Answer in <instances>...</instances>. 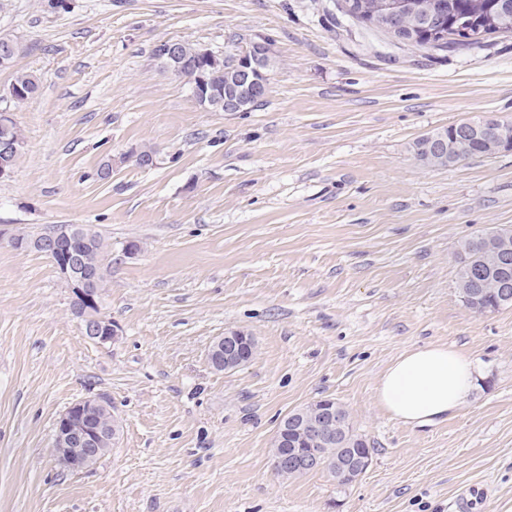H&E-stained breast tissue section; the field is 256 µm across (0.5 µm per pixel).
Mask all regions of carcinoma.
Returning <instances> with one entry per match:
<instances>
[{
	"label": "carcinoma",
	"mask_w": 512,
	"mask_h": 512,
	"mask_svg": "<svg viewBox=\"0 0 512 512\" xmlns=\"http://www.w3.org/2000/svg\"><path fill=\"white\" fill-rule=\"evenodd\" d=\"M424 14L431 17L437 30L425 34H408L407 19L400 15L397 24L406 35L407 44L423 50H448L482 44L495 36L512 35V26L501 28L496 25L494 11L498 5L493 0H407ZM345 12L362 24L379 30H385L382 17L388 12L387 0H345ZM183 65L179 76L187 80L190 88L200 85L205 79L211 90H222L246 99L244 111L251 112L262 102L249 99L245 88L236 78L235 56H219L200 53L194 44L180 42ZM39 89L37 77L27 72H17L9 87L13 102L20 104L33 98ZM477 132L467 142L448 141V155L437 157L429 154L425 137L418 138L413 144L414 157L427 167H451L476 156H490L512 143V121L495 117L472 121ZM24 144L22 129L12 120L0 123V136ZM82 236L78 241L82 265L95 269L98 273L97 286L104 289L107 285L106 267L103 253L106 248L99 234L85 226L81 227ZM458 271L457 288H463L471 297L470 305L489 311L505 307L500 294L507 287L512 291V260L507 265L486 260V242L484 234L462 240L457 250Z\"/></svg>",
	"instance_id": "obj_1"
}]
</instances>
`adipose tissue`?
Wrapping results in <instances>:
<instances>
[{"label":"adipose tissue","instance_id":"1","mask_svg":"<svg viewBox=\"0 0 512 512\" xmlns=\"http://www.w3.org/2000/svg\"><path fill=\"white\" fill-rule=\"evenodd\" d=\"M479 377L476 360L458 349L416 346L386 367L375 386V401L404 424H434L467 402Z\"/></svg>","mask_w":512,"mask_h":512}]
</instances>
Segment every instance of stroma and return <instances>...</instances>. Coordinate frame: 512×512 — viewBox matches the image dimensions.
I'll list each match as a JSON object with an SVG mask.
<instances>
[{"label": "stroma", "mask_w": 512, "mask_h": 512, "mask_svg": "<svg viewBox=\"0 0 512 512\" xmlns=\"http://www.w3.org/2000/svg\"><path fill=\"white\" fill-rule=\"evenodd\" d=\"M342 4L0 0V34L24 46L0 69V111L25 134L0 181V512H512V307L475 312L456 288L459 242L512 227V152L439 169L412 152L438 128L512 120V36L417 51ZM232 33L276 60L250 112L203 108L152 55L164 40L229 55ZM17 71L39 80L22 104ZM144 147L154 167L127 161ZM50 224L104 239L116 342L89 341L50 260L8 241ZM229 329L258 353L217 372L207 352ZM428 343L483 378L448 419L410 426L374 389ZM91 396L119 442L69 472L55 423ZM325 396L373 449L344 490L270 465L279 419Z\"/></svg>", "instance_id": "35a3bbf8"}]
</instances>
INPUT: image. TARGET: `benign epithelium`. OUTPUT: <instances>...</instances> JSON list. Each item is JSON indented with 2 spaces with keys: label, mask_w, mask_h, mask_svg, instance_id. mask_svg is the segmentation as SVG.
Here are the masks:
<instances>
[{
  "label": "benign epithelium",
  "mask_w": 512,
  "mask_h": 512,
  "mask_svg": "<svg viewBox=\"0 0 512 512\" xmlns=\"http://www.w3.org/2000/svg\"><path fill=\"white\" fill-rule=\"evenodd\" d=\"M160 54L170 71L180 67V47L174 41L159 43ZM268 43L248 42L242 48L238 59L237 73L256 99L263 97L266 83L260 78L257 59L266 53ZM20 148L10 140L0 141V179L13 174L12 158ZM78 230L71 224H53L43 239L35 245L56 259L55 268L59 277L71 292L74 312L83 335L95 344H107L118 339L119 330L110 318H101L94 309L101 307L103 296L95 287V270L79 267L67 255H61V246L73 242ZM487 249L503 261L512 256V228H493L485 235ZM258 345L251 334L242 330H228L209 347V364L224 367H242L257 355ZM107 400L102 397H88L68 407L55 425L51 454L64 470L78 472L94 465L101 455V448L107 439L117 441V429H109L106 421ZM343 414L341 404L333 398L316 400L309 409L288 415L277 425L270 447L278 449L273 468L288 479L299 473L322 468L326 457L335 454L333 463L339 482L345 483L354 476H362L372 462V456L363 448H336L335 440L342 431ZM322 446L325 452L307 450L300 444Z\"/></svg>",
  "instance_id": "benign-epithelium-1"
}]
</instances>
